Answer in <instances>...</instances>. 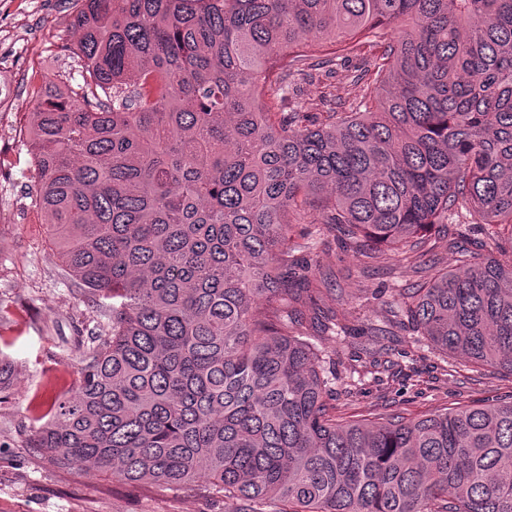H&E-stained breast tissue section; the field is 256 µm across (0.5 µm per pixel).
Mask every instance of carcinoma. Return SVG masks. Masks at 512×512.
Returning <instances> with one entry per match:
<instances>
[{"instance_id": "carcinoma-1", "label": "carcinoma", "mask_w": 512, "mask_h": 512, "mask_svg": "<svg viewBox=\"0 0 512 512\" xmlns=\"http://www.w3.org/2000/svg\"><path fill=\"white\" fill-rule=\"evenodd\" d=\"M79 83L38 85L32 207L103 320L29 446L120 484L205 480L226 512H512V401L336 420L298 253L324 224L405 254L449 220L512 235V0H81ZM352 57L351 112L285 107ZM277 87V101L265 88ZM300 241H295L294 237ZM512 373V248H458L394 308Z\"/></svg>"}]
</instances>
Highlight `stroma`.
Masks as SVG:
<instances>
[{"label": "stroma", "mask_w": 512, "mask_h": 512, "mask_svg": "<svg viewBox=\"0 0 512 512\" xmlns=\"http://www.w3.org/2000/svg\"><path fill=\"white\" fill-rule=\"evenodd\" d=\"M79 7V0H0V355L16 364L9 395L0 401V512H224L223 501L198 489L160 495L122 486L77 463H49L28 443L29 403L46 407L74 388L78 353L100 322L89 297L65 278L30 206L34 170L25 145L34 78L59 82L77 74ZM303 256L320 280L318 306L355 330L345 339L315 335L327 360L358 358L373 341V327L382 325L395 361L415 370L405 383L355 393L337 387L330 404L338 417H420L512 400V373L443 357L402 322L381 324L387 304L427 277L421 258L383 250L355 256L321 224L313 226Z\"/></svg>", "instance_id": "obj_1"}]
</instances>
